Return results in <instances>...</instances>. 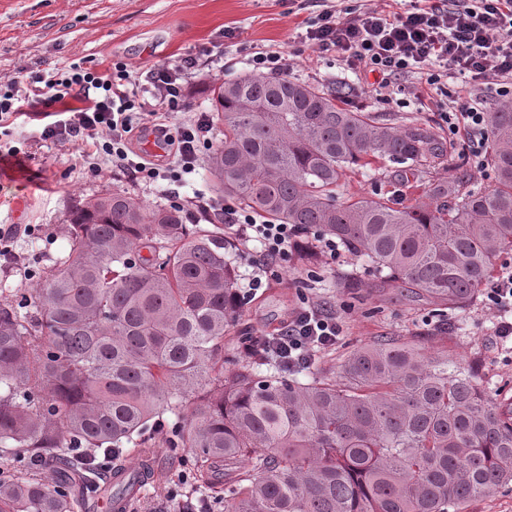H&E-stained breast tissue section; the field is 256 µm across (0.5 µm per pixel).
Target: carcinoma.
I'll list each match as a JSON object with an SVG mask.
<instances>
[{"label":"carcinoma","mask_w":512,"mask_h":512,"mask_svg":"<svg viewBox=\"0 0 512 512\" xmlns=\"http://www.w3.org/2000/svg\"><path fill=\"white\" fill-rule=\"evenodd\" d=\"M223 134L212 191L277 224L317 229L401 288L463 310L512 250V108L486 115L496 184L437 175L428 124L394 126L299 80L248 74L213 89ZM420 193L408 204L336 200L346 172L377 160ZM70 251L20 315L0 303V512H77L109 461L170 418L199 478L224 465V512H462L512 483V408L471 370L398 339L354 350L339 378L267 375L256 342L224 373L242 305L224 229L114 191L77 209ZM149 255H143V251ZM59 462L52 476L14 463Z\"/></svg>","instance_id":"obj_1"}]
</instances>
